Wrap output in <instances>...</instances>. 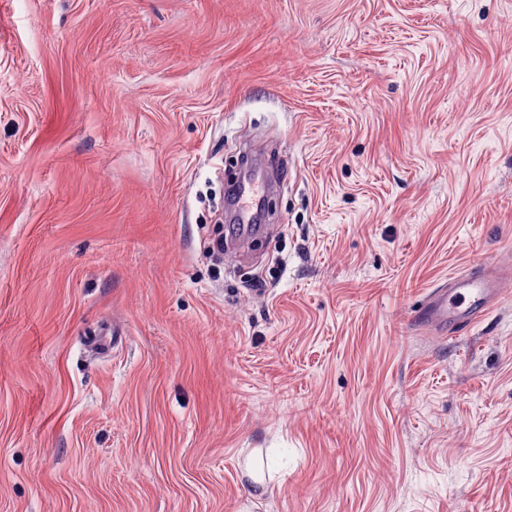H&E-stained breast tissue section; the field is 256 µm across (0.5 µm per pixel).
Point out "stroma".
Returning a JSON list of instances; mask_svg holds the SVG:
<instances>
[{"mask_svg": "<svg viewBox=\"0 0 512 512\" xmlns=\"http://www.w3.org/2000/svg\"><path fill=\"white\" fill-rule=\"evenodd\" d=\"M477 258L512 0H0V512H512V300L413 318ZM265 186L256 187L254 184L245 183L238 185L235 194L239 206V219L242 223H250L253 218V209L259 206L265 193Z\"/></svg>", "mask_w": 512, "mask_h": 512, "instance_id": "stroma-1", "label": "stroma"}]
</instances>
